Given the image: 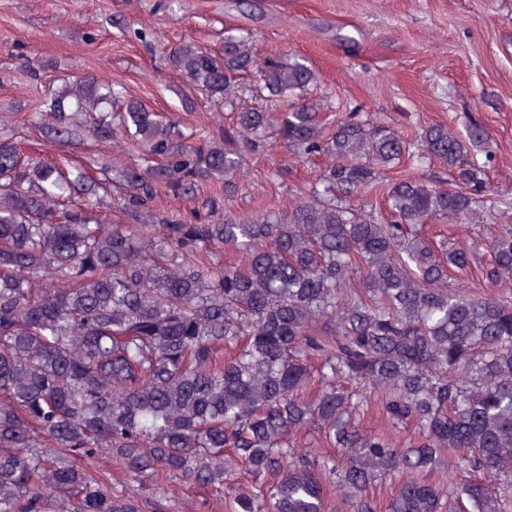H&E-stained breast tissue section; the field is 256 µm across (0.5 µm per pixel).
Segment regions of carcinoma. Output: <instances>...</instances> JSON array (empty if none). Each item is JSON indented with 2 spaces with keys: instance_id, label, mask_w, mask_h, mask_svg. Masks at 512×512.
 Masks as SVG:
<instances>
[{
  "instance_id": "carcinoma-1",
  "label": "carcinoma",
  "mask_w": 512,
  "mask_h": 512,
  "mask_svg": "<svg viewBox=\"0 0 512 512\" xmlns=\"http://www.w3.org/2000/svg\"><path fill=\"white\" fill-rule=\"evenodd\" d=\"M159 60L228 125L93 73L39 101L34 138L0 115V512H182L177 481L198 512H512V221L481 237L512 202L487 197L489 130L329 122L321 73L249 34ZM272 138L324 163L238 217ZM409 159L448 180L386 179Z\"/></svg>"
}]
</instances>
